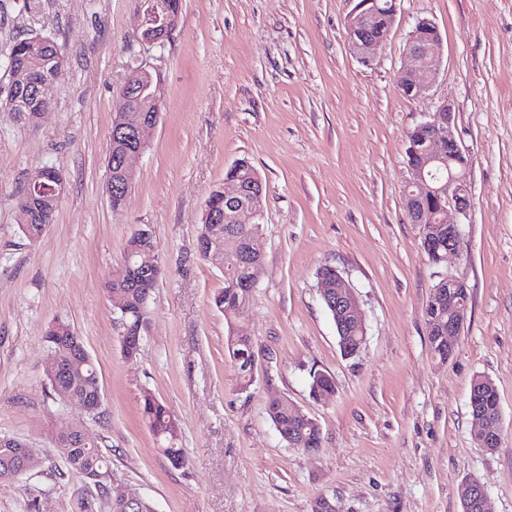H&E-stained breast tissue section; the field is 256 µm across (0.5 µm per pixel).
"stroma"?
<instances>
[{
  "instance_id": "35a3bbf8",
  "label": "stroma",
  "mask_w": 512,
  "mask_h": 512,
  "mask_svg": "<svg viewBox=\"0 0 512 512\" xmlns=\"http://www.w3.org/2000/svg\"><path fill=\"white\" fill-rule=\"evenodd\" d=\"M357 0H183L164 47L139 39L140 0H0V56L34 31L64 47L55 103L37 123L0 112V434L29 443L35 475L0 483V512H80L83 477L61 472L54 437L76 424L106 438L112 468L156 512H462L482 484L495 512H512V0H396L387 39L370 60L352 50ZM441 40L424 93L405 96L399 71L420 19ZM156 67L165 106L146 134L121 210L106 194L105 156L117 91L130 66ZM450 103L470 160L464 255L444 266L424 252L408 217L407 138L423 113ZM248 161L265 186L264 266L233 323L209 298L224 285L196 248L205 202ZM52 164L65 191L37 242L18 230L14 193ZM149 225L164 274L136 358L103 288L124 246ZM335 267L354 289L367 341L354 358L316 287ZM463 279L464 330L448 362L431 353L423 309L435 281ZM62 320L99 374L104 415L57 402L43 336ZM253 338V382L240 388L228 328ZM336 393L309 395L308 372ZM494 383L499 448L471 434L473 379ZM178 418L186 463L174 466L141 417L144 394ZM288 398L316 418L321 448L288 447L266 413ZM335 391L336 383L328 372L309 371V393L313 399H328L335 394Z\"/></svg>"
}]
</instances>
